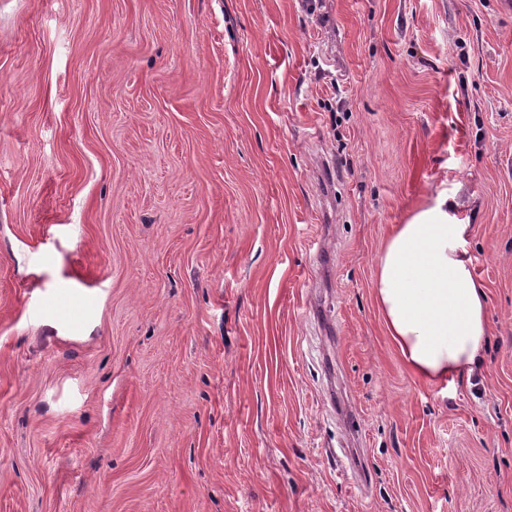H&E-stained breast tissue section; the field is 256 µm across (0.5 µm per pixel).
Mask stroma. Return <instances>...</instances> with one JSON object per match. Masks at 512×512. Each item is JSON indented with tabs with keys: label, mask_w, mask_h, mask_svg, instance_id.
Here are the masks:
<instances>
[{
	"label": "stroma",
	"mask_w": 512,
	"mask_h": 512,
	"mask_svg": "<svg viewBox=\"0 0 512 512\" xmlns=\"http://www.w3.org/2000/svg\"><path fill=\"white\" fill-rule=\"evenodd\" d=\"M441 193L452 386L372 292ZM0 512H512V0H0ZM437 195L396 224L376 260L374 296L408 370L427 383H454L481 364L490 336L487 296L472 273L470 225Z\"/></svg>",
	"instance_id": "35a3bbf8"
}]
</instances>
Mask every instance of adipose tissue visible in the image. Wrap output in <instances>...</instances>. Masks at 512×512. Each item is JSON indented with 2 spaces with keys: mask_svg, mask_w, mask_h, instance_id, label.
Masks as SVG:
<instances>
[{
  "mask_svg": "<svg viewBox=\"0 0 512 512\" xmlns=\"http://www.w3.org/2000/svg\"><path fill=\"white\" fill-rule=\"evenodd\" d=\"M456 204L433 198L395 225L377 260L374 296L408 370L422 381L452 383L482 361L490 336L487 296L472 273L468 225Z\"/></svg>",
  "mask_w": 512,
  "mask_h": 512,
  "instance_id": "ef3b65f1",
  "label": "adipose tissue"
}]
</instances>
